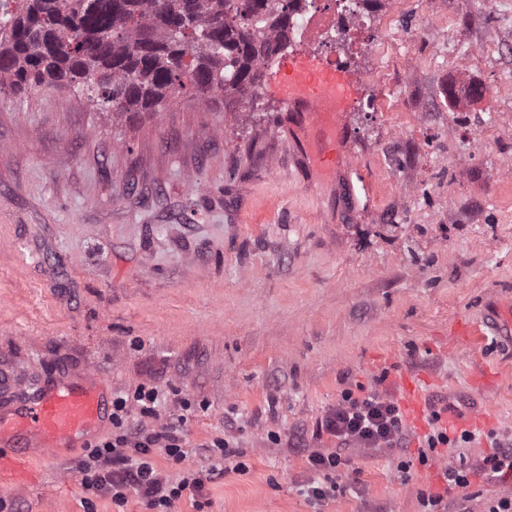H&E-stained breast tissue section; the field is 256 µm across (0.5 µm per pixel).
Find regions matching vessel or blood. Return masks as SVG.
<instances>
[{"label":"vessel or blood","mask_w":512,"mask_h":512,"mask_svg":"<svg viewBox=\"0 0 512 512\" xmlns=\"http://www.w3.org/2000/svg\"><path fill=\"white\" fill-rule=\"evenodd\" d=\"M278 94L304 118V153L320 170L339 167L346 158L345 118L355 100L347 71L319 57H289L282 69ZM398 397L414 425H421L426 404L409 379L398 383ZM110 415V403L92 369L44 381L32 401L0 402V470L24 482L26 458L60 448L85 446Z\"/></svg>","instance_id":"obj_1"}]
</instances>
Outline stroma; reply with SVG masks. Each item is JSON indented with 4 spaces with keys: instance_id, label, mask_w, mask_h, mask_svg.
<instances>
[{
    "instance_id": "stroma-1",
    "label": "stroma",
    "mask_w": 512,
    "mask_h": 512,
    "mask_svg": "<svg viewBox=\"0 0 512 512\" xmlns=\"http://www.w3.org/2000/svg\"><path fill=\"white\" fill-rule=\"evenodd\" d=\"M405 17L427 21L409 45ZM511 43L512 6L485 0H376L364 25L337 29L359 97L332 179L308 164L274 66L246 97L186 88L154 116L67 89L0 94V371L26 394L88 366L115 392L160 387L162 417L187 418L184 466H207L217 436L247 465L208 483V512H423V491L483 512L512 496L502 479L439 478L478 464L489 433L512 440V338L483 323L512 307ZM472 85L495 93L469 99ZM403 377L475 441L424 464L422 426L402 448L350 449L343 492L311 504L307 456L331 445L321 420L344 390L392 399ZM82 454L29 458L30 482L0 473V496L83 512Z\"/></svg>"
}]
</instances>
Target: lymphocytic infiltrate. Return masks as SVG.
Segmentation results:
<instances>
[{
  "label": "lymphocytic infiltrate",
  "mask_w": 512,
  "mask_h": 512,
  "mask_svg": "<svg viewBox=\"0 0 512 512\" xmlns=\"http://www.w3.org/2000/svg\"><path fill=\"white\" fill-rule=\"evenodd\" d=\"M163 394L153 384L138 385L134 391L112 398V431L101 440L87 443L76 467L81 475L84 512H94V501L111 498L117 506L137 498L147 512H172L177 501L191 495L197 512L208 507V482L223 476L226 461H233L235 470H244L238 459L239 450L226 438H213L206 446L211 460L205 470L185 467L179 478H171L156 461L164 454L175 464H184V417L160 420ZM336 442L335 448L315 450L307 457L311 478L302 486V493L314 504L335 498L339 486L337 471L348 463L349 448H399L406 441V423L399 405L379 391L365 386L343 393L336 408L324 417L319 427ZM512 471V445L495 442L489 454L476 468L459 463L445 467L440 477L446 487L464 489L472 474L492 481Z\"/></svg>",
  "instance_id": "1"
}]
</instances>
